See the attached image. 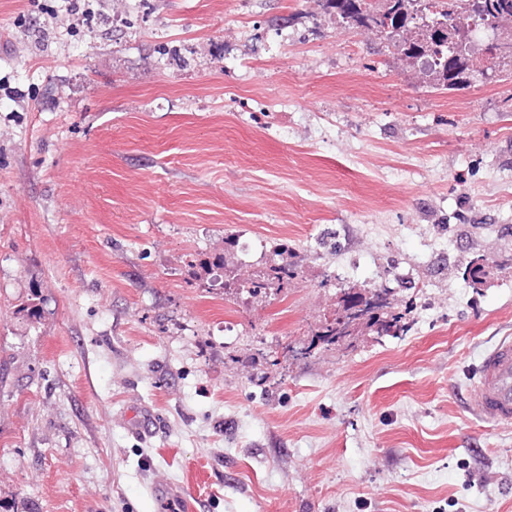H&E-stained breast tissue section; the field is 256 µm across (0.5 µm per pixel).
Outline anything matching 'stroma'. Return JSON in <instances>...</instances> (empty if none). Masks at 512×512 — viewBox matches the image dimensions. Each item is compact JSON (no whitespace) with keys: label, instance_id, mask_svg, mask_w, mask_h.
<instances>
[{"label":"stroma","instance_id":"35a3bbf8","mask_svg":"<svg viewBox=\"0 0 512 512\" xmlns=\"http://www.w3.org/2000/svg\"><path fill=\"white\" fill-rule=\"evenodd\" d=\"M243 236L287 288L225 291ZM382 285L407 335L317 339ZM508 333L512 72L427 86L315 0H0V512H512L457 393Z\"/></svg>","mask_w":512,"mask_h":512}]
</instances>
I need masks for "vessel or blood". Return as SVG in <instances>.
Returning a JSON list of instances; mask_svg holds the SVG:
<instances>
[{
    "label": "vessel or blood",
    "mask_w": 512,
    "mask_h": 512,
    "mask_svg": "<svg viewBox=\"0 0 512 512\" xmlns=\"http://www.w3.org/2000/svg\"><path fill=\"white\" fill-rule=\"evenodd\" d=\"M464 400L483 421L512 424V336L502 337L484 354Z\"/></svg>",
    "instance_id": "obj_1"
}]
</instances>
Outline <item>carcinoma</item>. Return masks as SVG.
Here are the masks:
<instances>
[{
	"label": "carcinoma",
	"mask_w": 512,
	"mask_h": 512,
	"mask_svg": "<svg viewBox=\"0 0 512 512\" xmlns=\"http://www.w3.org/2000/svg\"><path fill=\"white\" fill-rule=\"evenodd\" d=\"M336 16L343 30L359 29L383 41L385 48L416 69V78L436 87L450 88L469 72L484 73L483 61L471 54V41L461 31L490 30L500 43L495 67H512V0H315ZM344 314L324 335L345 336L351 326L364 324L378 335L397 336L406 330L402 314L394 312L393 291L374 288L370 296L345 293ZM341 330H336V326Z\"/></svg>",
	"instance_id": "cac0c4a2"
}]
</instances>
